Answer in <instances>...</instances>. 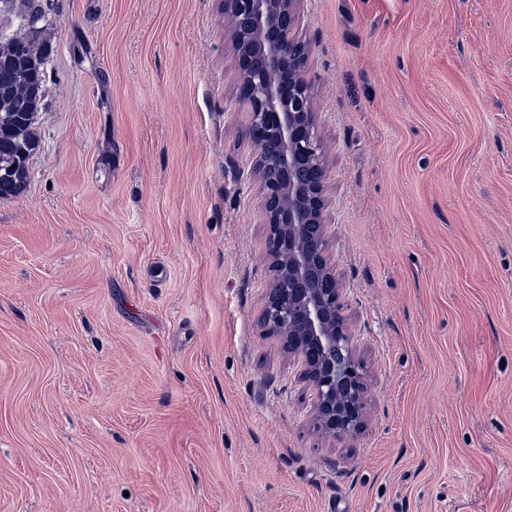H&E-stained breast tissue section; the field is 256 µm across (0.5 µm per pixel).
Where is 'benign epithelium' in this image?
Segmentation results:
<instances>
[{"label": "benign epithelium", "mask_w": 512, "mask_h": 512, "mask_svg": "<svg viewBox=\"0 0 512 512\" xmlns=\"http://www.w3.org/2000/svg\"><path fill=\"white\" fill-rule=\"evenodd\" d=\"M233 50L239 99L247 104L271 272L257 327L279 339L313 389L317 429L350 441L368 426L371 369L341 303L343 283L327 253V165L308 79L310 44L297 34L300 0H218Z\"/></svg>", "instance_id": "1"}]
</instances>
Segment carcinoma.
Returning a JSON list of instances; mask_svg holds the SVG:
<instances>
[{"label": "carcinoma", "instance_id": "obj_1", "mask_svg": "<svg viewBox=\"0 0 512 512\" xmlns=\"http://www.w3.org/2000/svg\"><path fill=\"white\" fill-rule=\"evenodd\" d=\"M11 9L21 20L33 11L51 10L50 0H11ZM47 52L38 36L18 26L0 39V171H12V180L0 181V198H12L27 187L30 155L38 146L34 120L26 116L33 108L34 64L46 67Z\"/></svg>", "mask_w": 512, "mask_h": 512}]
</instances>
